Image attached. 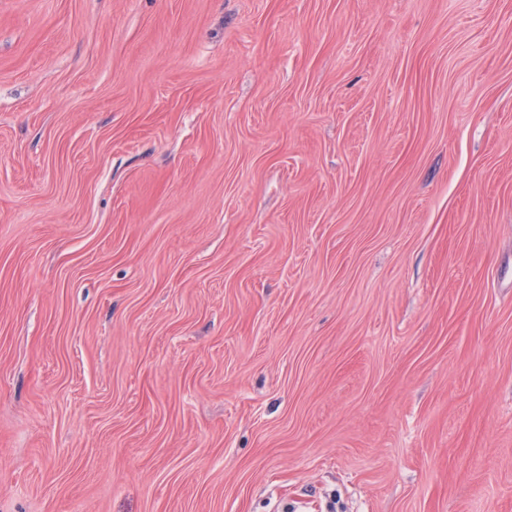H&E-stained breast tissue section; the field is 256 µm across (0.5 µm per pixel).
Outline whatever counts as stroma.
<instances>
[{
    "label": "stroma",
    "instance_id": "stroma-1",
    "mask_svg": "<svg viewBox=\"0 0 512 512\" xmlns=\"http://www.w3.org/2000/svg\"><path fill=\"white\" fill-rule=\"evenodd\" d=\"M0 512H512V0H0Z\"/></svg>",
    "mask_w": 512,
    "mask_h": 512
}]
</instances>
